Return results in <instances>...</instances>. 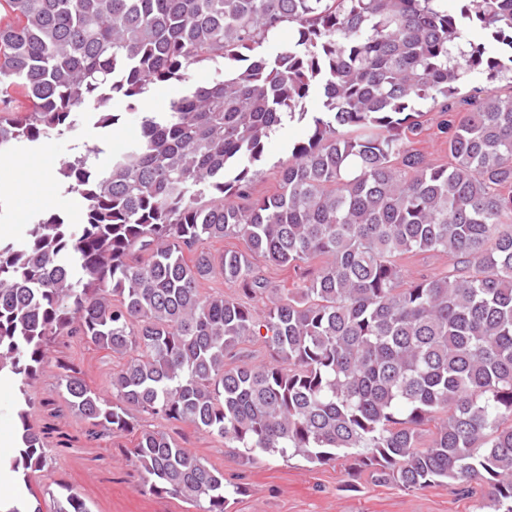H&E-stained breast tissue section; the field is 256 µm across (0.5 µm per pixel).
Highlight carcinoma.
<instances>
[{
	"label": "carcinoma",
	"instance_id": "obj_1",
	"mask_svg": "<svg viewBox=\"0 0 512 512\" xmlns=\"http://www.w3.org/2000/svg\"><path fill=\"white\" fill-rule=\"evenodd\" d=\"M456 2L0 0V156L85 108L111 128L110 102L137 111L150 86L224 66L144 115L107 166L97 145L61 164L78 222L44 211L24 241L0 238V376L24 400L0 472L35 495L51 457L27 387L51 340L78 336L124 359L112 398L71 362L58 391L88 436H133L144 495L229 512L224 473L140 415L252 452L344 458L407 491L476 485L512 512V0ZM285 25L291 43L265 52ZM470 73L486 86L452 112ZM315 89L322 112L306 110ZM428 99L448 113L445 164L416 147L413 103ZM304 120L277 190L251 196L270 137ZM226 238L246 249L203 248ZM424 252L448 266L409 275L403 260ZM258 258L291 287L270 286ZM216 276L235 294H205ZM250 338L272 361L228 365ZM43 494L48 512H91L70 488Z\"/></svg>",
	"mask_w": 512,
	"mask_h": 512
}]
</instances>
